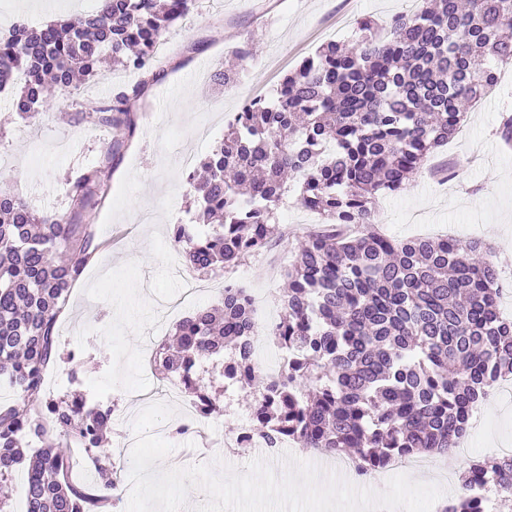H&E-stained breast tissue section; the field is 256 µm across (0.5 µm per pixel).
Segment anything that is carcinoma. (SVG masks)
Here are the masks:
<instances>
[{"mask_svg": "<svg viewBox=\"0 0 512 512\" xmlns=\"http://www.w3.org/2000/svg\"><path fill=\"white\" fill-rule=\"evenodd\" d=\"M196 0H98L86 16L0 37V92L31 116L54 84L67 92L110 58L152 76L168 30ZM232 85L251 57L236 49ZM512 62V0H422L389 27L358 23L351 44L329 42L283 78L271 99L237 113L187 181L196 224H177L175 248L211 277L269 248L282 231L277 210L292 194L323 223L288 264V290L271 336L296 352L283 377L254 386L252 301L224 289L219 307L176 324L159 343L156 371L197 392L196 361L227 351L222 375L254 390L251 413L271 438H291L337 456L358 449L359 466L398 456L444 453L467 432L490 387L512 376V321L498 308L500 280L479 241L397 240L374 224L378 200L406 190L461 121L460 100L476 101ZM129 96L119 92L76 119L112 129L103 159L76 172L67 211L33 213L0 190V384L16 403L0 406V512H12L11 478L27 469V512H111L113 483L72 479L67 448L78 443L96 467L110 463L104 433L112 413L75 395L47 398L43 373L56 361L58 319L98 242L90 213L110 190L112 161L133 136ZM497 135L512 145V114ZM493 481L512 512V457L486 458L463 473V493L444 512H488L473 485Z\"/></svg>", "mask_w": 512, "mask_h": 512, "instance_id": "1", "label": "carcinoma"}]
</instances>
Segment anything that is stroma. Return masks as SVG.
Masks as SVG:
<instances>
[{
    "label": "stroma",
    "mask_w": 512,
    "mask_h": 512,
    "mask_svg": "<svg viewBox=\"0 0 512 512\" xmlns=\"http://www.w3.org/2000/svg\"><path fill=\"white\" fill-rule=\"evenodd\" d=\"M69 0H0V30L18 22L37 24L67 13ZM409 0H197L194 10L156 48L163 76L141 94L133 88L139 73L103 67L98 77L70 93L53 94L36 118L20 116L10 92L0 93V187L10 189L36 213L64 211L70 205L69 180L96 164L112 137L109 129L76 123L74 115L92 102L130 94L138 115L134 139L117 161L111 189L92 215L100 247L58 322L59 373H75L77 385H63L55 397L75 392L115 409L108 434L113 459L131 463L124 448L140 411L134 397L161 401L162 381L145 367L144 342L153 323L183 289L170 263L175 259L172 228L192 223L193 194L185 183L184 155L202 157L224 135L245 97L271 94L282 76L330 41H349L355 19L369 16L385 24L409 10ZM251 58L234 87L212 88L210 76L236 46ZM512 111V93H490L466 107V120L434 163L455 171L451 180L422 173L408 189L381 196L377 222L396 239L435 237L454 225L461 240L479 239L494 251L501 281L512 278V148L496 135L498 117ZM277 221L284 242L237 268L235 284L262 302L255 314L257 334L268 338L281 315L288 253L321 216L306 218L295 199L281 205ZM223 285L207 280L198 300L175 311L161 328L200 307L220 305ZM217 362L196 367L202 385L217 394L219 412L205 420L211 437L234 435L250 398L226 387ZM484 443L512 446V398L492 389L477 405Z\"/></svg>",
    "instance_id": "1"
}]
</instances>
